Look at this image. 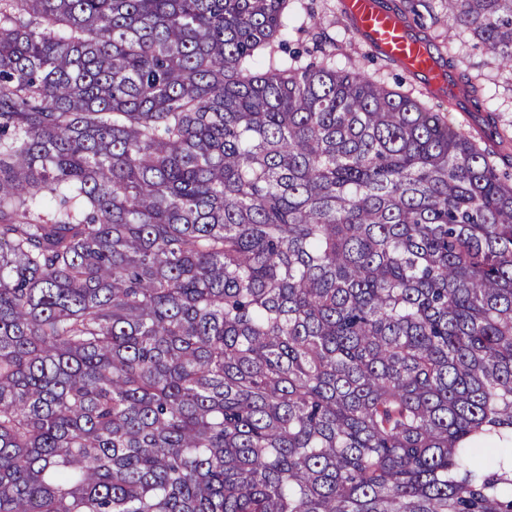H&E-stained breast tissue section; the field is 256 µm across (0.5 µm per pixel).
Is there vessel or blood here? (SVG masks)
<instances>
[{
  "mask_svg": "<svg viewBox=\"0 0 512 512\" xmlns=\"http://www.w3.org/2000/svg\"><path fill=\"white\" fill-rule=\"evenodd\" d=\"M344 12L355 20L359 32L376 50L423 75L429 86L439 87L444 76L430 59L428 48L413 38L410 29L378 0H341Z\"/></svg>",
  "mask_w": 512,
  "mask_h": 512,
  "instance_id": "obj_1",
  "label": "vessel or blood"
}]
</instances>
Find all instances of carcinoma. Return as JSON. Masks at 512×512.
I'll list each match as a JSON object with an SVG mask.
<instances>
[{
  "mask_svg": "<svg viewBox=\"0 0 512 512\" xmlns=\"http://www.w3.org/2000/svg\"><path fill=\"white\" fill-rule=\"evenodd\" d=\"M289 4L0 0V512H512V183Z\"/></svg>",
  "mask_w": 512,
  "mask_h": 512,
  "instance_id": "cac0c4a2",
  "label": "carcinoma"
}]
</instances>
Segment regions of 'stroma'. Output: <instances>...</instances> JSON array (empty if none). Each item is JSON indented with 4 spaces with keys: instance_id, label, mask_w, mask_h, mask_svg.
<instances>
[{
    "instance_id": "stroma-1",
    "label": "stroma",
    "mask_w": 512,
    "mask_h": 512,
    "mask_svg": "<svg viewBox=\"0 0 512 512\" xmlns=\"http://www.w3.org/2000/svg\"><path fill=\"white\" fill-rule=\"evenodd\" d=\"M418 19L412 22L413 33L428 34L437 47L440 64L446 65L452 86L458 87L474 76L483 82V106L474 108L464 97L448 101L446 96H433L421 77L384 57L374 56L372 48L355 32L344 15L340 0H293L287 36L318 44L336 68L359 64L366 73L388 85H401L413 96L440 112L449 127L482 139L488 111H495L499 138L489 142L493 161L500 170L512 172V89L485 64L486 57L472 40H461L448 32V14L441 0H412Z\"/></svg>"
}]
</instances>
